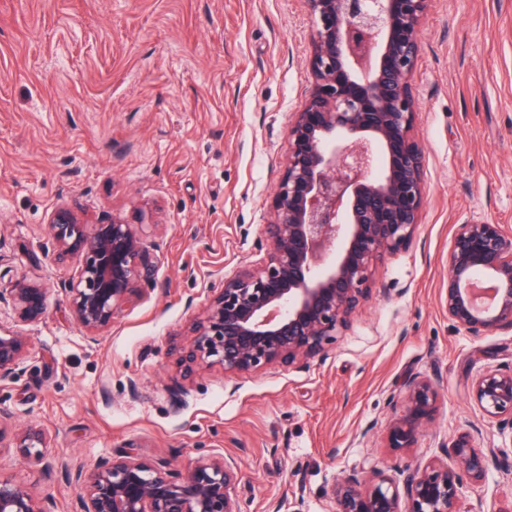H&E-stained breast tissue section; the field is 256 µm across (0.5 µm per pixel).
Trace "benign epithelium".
Returning <instances> with one entry per match:
<instances>
[{
	"label": "benign epithelium",
	"mask_w": 512,
	"mask_h": 512,
	"mask_svg": "<svg viewBox=\"0 0 512 512\" xmlns=\"http://www.w3.org/2000/svg\"><path fill=\"white\" fill-rule=\"evenodd\" d=\"M314 20L313 83L293 113L288 154L264 225L265 256L224 278V288L191 325L184 375L219 365L231 374L292 365L321 355L348 327L372 290L375 262L407 245L421 224L423 155L415 139L411 78L430 0H305ZM55 259L80 258L64 289L74 319L95 342L151 280L155 262L142 234L118 215L86 224L65 206L51 215ZM49 291L20 277L0 287L17 321H40ZM448 322L472 336L512 329V232L489 220L457 225L448 253ZM28 337L0 329V384L16 378ZM473 398L512 443V370L488 368ZM435 383L404 384V410L386 431L387 447L410 452L437 411ZM477 430L458 433L426 462L394 479L356 473L333 488L332 512H461L463 488L509 460V448L475 446ZM14 448L35 466L46 435L29 428ZM76 489L70 512H241L242 472L222 454L171 468L132 452L90 470L63 469ZM0 512H57L28 485L0 475Z\"/></svg>",
	"instance_id": "obj_1"
}]
</instances>
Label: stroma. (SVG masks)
<instances>
[{"mask_svg":"<svg viewBox=\"0 0 512 512\" xmlns=\"http://www.w3.org/2000/svg\"><path fill=\"white\" fill-rule=\"evenodd\" d=\"M314 21L305 0H0V279L50 290L45 316L0 328L31 339L22 375L0 386L9 429L38 427L53 468H93L135 445L177 468L202 453L242 470V512H331L342 475H397L477 427L501 444L471 394L489 366L512 368V330L471 336L448 323L457 224L512 226V0H432L411 81L424 154L422 222L378 262L368 298L305 365L184 379L190 322L225 276L257 260L302 108ZM99 224L143 227L158 264L140 299L97 343L72 316L48 221L60 205ZM424 376L437 412L413 454L385 435L402 386ZM137 380L143 398L128 394ZM184 384L172 413L169 395ZM0 474L69 512L75 490L0 450ZM512 506V471L490 467L462 512Z\"/></svg>","mask_w":512,"mask_h":512,"instance_id":"obj_1","label":"stroma"}]
</instances>
